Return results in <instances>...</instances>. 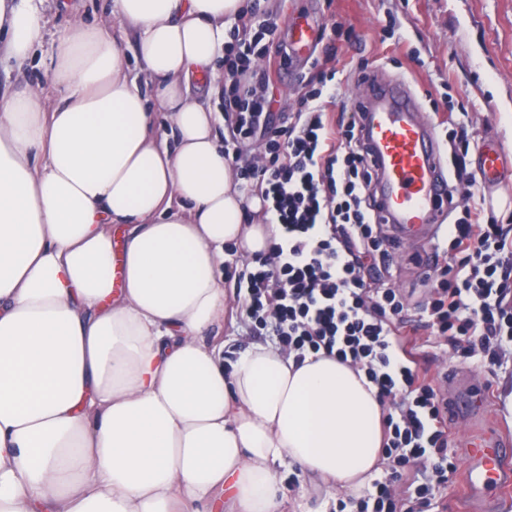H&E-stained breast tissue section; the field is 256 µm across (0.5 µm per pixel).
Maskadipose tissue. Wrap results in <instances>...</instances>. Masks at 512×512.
Segmentation results:
<instances>
[{
	"label": "adipose tissue",
	"instance_id": "adipose-tissue-1",
	"mask_svg": "<svg viewBox=\"0 0 512 512\" xmlns=\"http://www.w3.org/2000/svg\"><path fill=\"white\" fill-rule=\"evenodd\" d=\"M244 0H113L70 19L44 84L0 94V512H279L277 469L326 498L381 471L363 370L255 343L225 361L224 273L272 228L224 158L218 92ZM137 36L139 77L120 40ZM46 35L0 0V57Z\"/></svg>",
	"mask_w": 512,
	"mask_h": 512
}]
</instances>
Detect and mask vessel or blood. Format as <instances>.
I'll list each match as a JSON object with an SVG mask.
<instances>
[{
    "label": "vessel or blood",
    "instance_id": "vessel-or-blood-1",
    "mask_svg": "<svg viewBox=\"0 0 512 512\" xmlns=\"http://www.w3.org/2000/svg\"><path fill=\"white\" fill-rule=\"evenodd\" d=\"M319 22L303 19L292 25L289 46L303 57L321 38ZM365 93L357 103L362 113V137L373 162L374 189L379 213L401 236L435 231L445 220L448 208V179L441 164V144L432 123L421 117L420 107L409 84L400 78L380 79L365 73ZM477 174L490 187L503 186L512 175L502 166L501 151H481ZM454 390L448 414L458 417L475 409L470 387L457 375H449ZM468 461L458 487L459 496L470 505L484 501L490 488L512 487V468L504 460L512 447L497 433L479 428L467 450Z\"/></svg>",
    "mask_w": 512,
    "mask_h": 512
}]
</instances>
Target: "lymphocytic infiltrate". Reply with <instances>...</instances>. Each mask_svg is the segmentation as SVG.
Segmentation results:
<instances>
[{"label": "lymphocytic infiltrate", "mask_w": 512, "mask_h": 512, "mask_svg": "<svg viewBox=\"0 0 512 512\" xmlns=\"http://www.w3.org/2000/svg\"><path fill=\"white\" fill-rule=\"evenodd\" d=\"M264 54L234 31L224 44V119L234 129L224 158L255 185L264 214L280 229L256 268L238 276L245 284L241 310L271 327L297 358L321 351L352 363L364 370L380 403L398 401L396 413H384L381 422L382 452L392 470L373 481L358 506L361 512H429L455 472L448 461V401L421 380L413 349L400 334L403 296L376 285L382 270L372 259L382 244L358 114L345 111L336 124L324 122L320 98L336 76L324 68L287 125L269 128L264 89L271 78L253 62ZM263 129L269 132L267 164H243L246 143ZM505 223H512V214L462 206L449 229L455 262L442 268L429 304L438 335L457 354L481 345L489 374L504 342H512V238L501 229ZM421 462L431 465L432 483L415 498H395L392 483Z\"/></svg>", "instance_id": "1"}]
</instances>
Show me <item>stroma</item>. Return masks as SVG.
I'll return each instance as SVG.
<instances>
[{"mask_svg": "<svg viewBox=\"0 0 512 512\" xmlns=\"http://www.w3.org/2000/svg\"><path fill=\"white\" fill-rule=\"evenodd\" d=\"M275 30L269 46L285 48L290 21L299 14L324 25L339 24L351 30L335 61L336 75L345 102L360 94L361 66L379 70L383 77H401L416 92L424 117L433 119L443 150H450L449 136L455 122H463L470 135L465 157L467 171H475L483 146H498L512 173V0H247ZM112 0H41L46 36L36 57L0 63V90L13 92L24 84L43 82L39 58L49 56L56 39L73 16L91 18L107 12ZM313 75L308 63L298 62L294 76L276 75L268 96L274 115L299 109L304 81ZM454 198L472 199L476 207H493L496 215L512 211L507 188L487 192L482 184L449 180ZM447 230L432 240H400L392 245L394 258L387 286L406 297L408 327L420 364L434 387L444 396L453 391L444 379L448 371L484 387L476 419L448 423V459L462 465L464 448L474 422L491 430L512 434V345L498 355L493 376L481 368L484 353L475 349L465 357L453 354L431 333L425 307L434 294L433 273L422 272L417 260L426 251L445 244ZM224 327L220 338L228 349L239 351L253 343L277 344L269 330L237 317V283L224 282Z\"/></svg>", "mask_w": 512, "mask_h": 512, "instance_id": "35a3bbf8", "label": "stroma"}]
</instances>
